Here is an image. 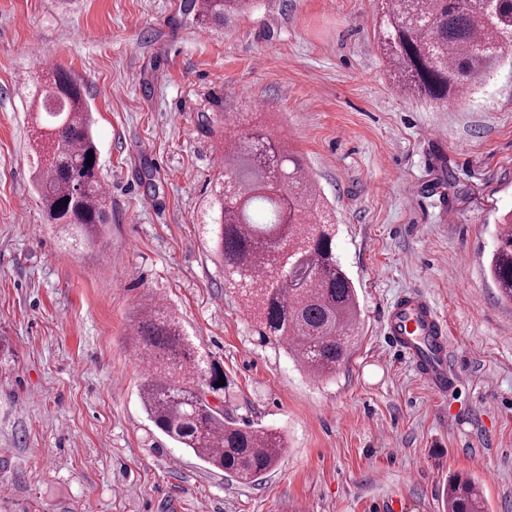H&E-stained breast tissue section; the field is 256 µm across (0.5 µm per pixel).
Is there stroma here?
<instances>
[{"label":"stroma","instance_id":"stroma-1","mask_svg":"<svg viewBox=\"0 0 512 512\" xmlns=\"http://www.w3.org/2000/svg\"><path fill=\"white\" fill-rule=\"evenodd\" d=\"M181 0H0V512H443L453 475L512 512V303L488 275L512 211V49L465 95L393 87L373 0H258L226 28ZM66 70L92 112L112 222L75 253L32 183V76ZM264 122L299 154L358 293L347 361L307 373L265 344L200 224L221 169L203 116ZM153 172L152 184L142 179ZM424 293L459 382L434 393L386 335ZM175 310L224 373V411L282 431L252 483L164 436L127 336Z\"/></svg>","mask_w":512,"mask_h":512}]
</instances>
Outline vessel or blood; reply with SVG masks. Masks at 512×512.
Returning <instances> with one entry per match:
<instances>
[{
  "label": "vessel or blood",
  "instance_id": "1",
  "mask_svg": "<svg viewBox=\"0 0 512 512\" xmlns=\"http://www.w3.org/2000/svg\"><path fill=\"white\" fill-rule=\"evenodd\" d=\"M387 334L393 346L410 358L434 391H449L447 322L422 297H402L389 311Z\"/></svg>",
  "mask_w": 512,
  "mask_h": 512
}]
</instances>
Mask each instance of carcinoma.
Here are the masks:
<instances>
[{"label": "carcinoma", "instance_id": "carcinoma-1", "mask_svg": "<svg viewBox=\"0 0 512 512\" xmlns=\"http://www.w3.org/2000/svg\"><path fill=\"white\" fill-rule=\"evenodd\" d=\"M258 0H181L184 16L227 24ZM379 49L395 86L443 102L480 84L512 43V0H378ZM48 148L36 156L33 182L51 224L76 251L98 247L112 223V201L99 176L93 119L81 87L59 69L33 78ZM223 170L202 211L224 279L264 340L285 346L312 375L336 372L359 324L354 284L336 258L335 230L302 160L255 125L224 135ZM95 153L93 164L87 152ZM489 273L512 301V220L499 225ZM148 362L139 395L154 425L206 465L252 483L286 453L285 437L239 423L209 396L224 373L199 354L168 307L141 308L129 330ZM445 512H487L475 482L448 481Z\"/></svg>", "mask_w": 512, "mask_h": 512}]
</instances>
